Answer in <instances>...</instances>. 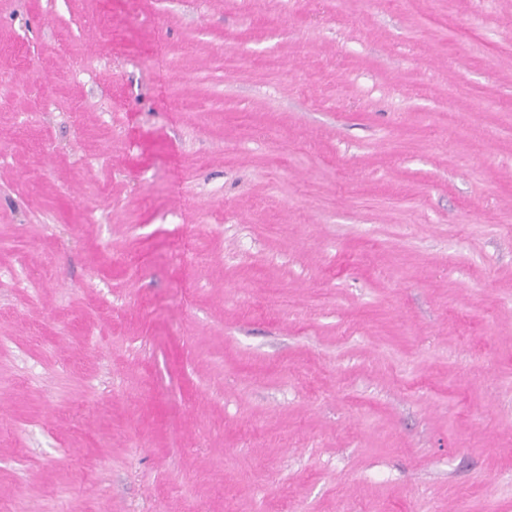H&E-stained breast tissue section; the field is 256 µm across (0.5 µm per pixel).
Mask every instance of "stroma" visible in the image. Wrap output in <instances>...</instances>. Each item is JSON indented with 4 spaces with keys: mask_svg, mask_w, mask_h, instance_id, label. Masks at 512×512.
<instances>
[{
    "mask_svg": "<svg viewBox=\"0 0 512 512\" xmlns=\"http://www.w3.org/2000/svg\"><path fill=\"white\" fill-rule=\"evenodd\" d=\"M512 0H0V512H512Z\"/></svg>",
    "mask_w": 512,
    "mask_h": 512,
    "instance_id": "stroma-1",
    "label": "stroma"
}]
</instances>
